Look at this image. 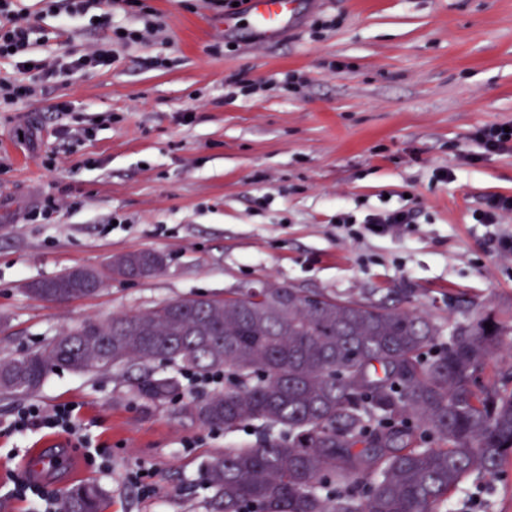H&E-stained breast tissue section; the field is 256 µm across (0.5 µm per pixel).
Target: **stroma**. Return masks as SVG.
Listing matches in <instances>:
<instances>
[{
    "label": "stroma",
    "instance_id": "obj_1",
    "mask_svg": "<svg viewBox=\"0 0 512 512\" xmlns=\"http://www.w3.org/2000/svg\"><path fill=\"white\" fill-rule=\"evenodd\" d=\"M160 30L117 46L114 65L45 83L0 106V359L35 349L83 321L181 298L285 285L419 310L512 316V214L474 218L512 196V152L481 156L473 133L512 123V0H303L296 24L270 38L247 17L236 29L209 0H148ZM37 25L30 56L82 53L107 12L88 0L63 22L43 0H19ZM331 16V28L314 27ZM225 47L212 54L214 44ZM339 70H330V63ZM242 75L247 88L227 85ZM67 100L70 112H55ZM451 179H439L440 171ZM57 203L40 214L44 201ZM415 215L401 236L364 232L367 215ZM351 216L358 237L336 223ZM151 250L155 276L109 281L57 302L32 283L110 256ZM51 372L34 392L0 396V512H36L12 494L36 448L56 461L53 495L90 482L109 512H206L211 456L259 442L265 428L227 432L140 395L145 373ZM31 404L73 406L88 448L8 424ZM109 449L101 462L94 451ZM143 472L142 484L128 480ZM452 512H512V460L471 476ZM512 213V196L491 197L485 209L475 214V220L480 224H498L506 214Z\"/></svg>",
    "mask_w": 512,
    "mask_h": 512
}]
</instances>
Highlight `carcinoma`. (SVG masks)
<instances>
[{"mask_svg":"<svg viewBox=\"0 0 512 512\" xmlns=\"http://www.w3.org/2000/svg\"><path fill=\"white\" fill-rule=\"evenodd\" d=\"M124 278L154 275L152 251L104 264ZM59 291L95 295L94 278L69 271ZM492 325L487 330L485 323ZM512 351V317L454 322L400 304L314 295L300 288H239L222 299H175L134 314L88 320L43 347L0 360V393L36 390L57 367L83 374L162 361L199 375L224 372V390L178 413L226 431L258 422L282 434L226 448L204 471L206 512H443L472 475L512 458V369L481 375ZM152 400L180 394L173 374L147 377ZM90 484L62 491L60 512H105Z\"/></svg>","mask_w":512,"mask_h":512,"instance_id":"1","label":"carcinoma"}]
</instances>
